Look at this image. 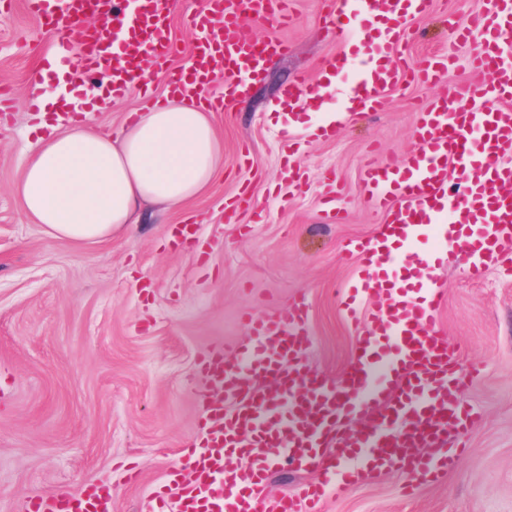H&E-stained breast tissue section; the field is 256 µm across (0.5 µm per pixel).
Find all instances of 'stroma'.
<instances>
[{"instance_id": "1", "label": "stroma", "mask_w": 512, "mask_h": 512, "mask_svg": "<svg viewBox=\"0 0 512 512\" xmlns=\"http://www.w3.org/2000/svg\"><path fill=\"white\" fill-rule=\"evenodd\" d=\"M475 2L432 0L407 24L394 62L451 52L459 63L447 84L467 82L472 48L452 32ZM294 8L289 26L254 23L257 38L285 40L288 52L214 115L223 175L186 203L149 206L147 222L112 239L74 244L30 223L15 192L38 123L28 89L55 36L23 0H0V83L12 93L11 112L0 116V512L89 485L111 490L114 512H153L179 449L201 437L208 387L199 362L219 347L235 355L248 338L246 312L281 315L305 299L308 365L331 378L348 365L357 327L339 297L359 269L342 247L383 222L360 191L361 169L415 151L414 114L439 90L401 79L380 111L362 117L346 109L352 65L320 103L279 111L288 86L319 79L322 60L342 51L323 22V0H294ZM331 115L334 136H317L314 126ZM291 161L299 172L290 183L282 171ZM243 192L251 205L225 222L226 203ZM330 201L343 223H322ZM187 219L207 260L170 243L171 225ZM430 285L443 295L437 324L458 350L475 415L462 432L467 451L414 495L403 490L407 473L371 472L320 512H512V273L492 266L475 277L449 253Z\"/></svg>"}]
</instances>
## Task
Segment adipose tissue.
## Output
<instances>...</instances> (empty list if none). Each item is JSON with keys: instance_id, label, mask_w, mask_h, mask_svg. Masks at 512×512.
I'll use <instances>...</instances> for the list:
<instances>
[{"instance_id": "obj_1", "label": "adipose tissue", "mask_w": 512, "mask_h": 512, "mask_svg": "<svg viewBox=\"0 0 512 512\" xmlns=\"http://www.w3.org/2000/svg\"><path fill=\"white\" fill-rule=\"evenodd\" d=\"M40 126L18 192L26 217L57 239H110L145 205L199 196L222 169L211 112L178 94L144 105L114 133Z\"/></svg>"}]
</instances>
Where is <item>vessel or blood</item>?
<instances>
[{"instance_id":"obj_1","label":"vessel or blood","mask_w":512,"mask_h":512,"mask_svg":"<svg viewBox=\"0 0 512 512\" xmlns=\"http://www.w3.org/2000/svg\"><path fill=\"white\" fill-rule=\"evenodd\" d=\"M176 0H26L29 13L57 35L51 57L74 68L79 77L107 79L113 91L149 92V82L135 63L153 55L158 73L166 74L178 46L167 33ZM426 0H391L382 17L383 36H374L371 0H328L326 21L336 39L348 41V17L364 35L366 61L350 102L354 111H378L386 93L400 81L391 43ZM287 25L289 0H205L187 23L199 46L187 60L198 87L223 77L226 92L210 96L209 109L229 106L245 95L247 80L268 58L288 51L282 40H259L247 19ZM459 43H475L469 66L473 82L442 88L445 62L427 57L409 65L418 82L441 86L425 111L416 113V152L398 165H368L361 191L386 221L370 237L352 240L345 257L361 261V275L343 305L357 315V298L373 310L358 317L359 346L342 384L311 371L304 354L311 340L304 328L307 308L295 302L288 316L245 314L247 344L235 358L215 349L200 362L214 397L204 401L202 438L181 449L173 481L179 490L178 512H259L256 493L268 480L274 460L315 473L298 496L282 497L275 512H319L329 494L341 495L352 477L365 471H404L414 480L440 479L451 459L464 454L461 429L473 414L462 398L457 355L437 326L440 292L416 298L401 275L402 263L427 278L431 254L397 252L421 224H480L476 240L449 232L451 251L465 255L475 274L495 263H512V63L502 54L512 45V0H485L455 27ZM121 54H113V44ZM347 59L323 61L322 79L297 80L288 101L324 96ZM456 164L463 185L448 191V166ZM356 431H347L348 423ZM247 463L235 467L232 455ZM22 512H112L109 490L87 487L81 494L33 497Z\"/></svg>"}]
</instances>
